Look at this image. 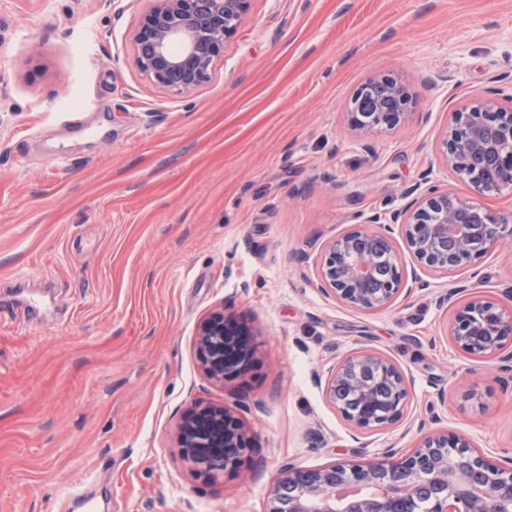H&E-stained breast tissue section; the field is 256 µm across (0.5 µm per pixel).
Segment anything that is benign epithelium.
Masks as SVG:
<instances>
[{"label": "benign epithelium", "mask_w": 512, "mask_h": 512, "mask_svg": "<svg viewBox=\"0 0 512 512\" xmlns=\"http://www.w3.org/2000/svg\"><path fill=\"white\" fill-rule=\"evenodd\" d=\"M252 0H151L129 34L135 64L157 88L186 96L206 84L224 44L238 29ZM415 108L407 85L375 74L352 95L347 124L363 142L405 121ZM443 166L466 181L470 199L430 185L402 210L374 213L365 226L331 240L324 248L320 288L344 306L372 312L388 307L403 287L400 259L389 238L369 224H402L407 246L423 268L457 273L512 239V214L485 208L478 198L512 188V109L494 96L453 113L440 138ZM228 318L204 321L197 348L208 377L216 382L242 372L253 349H236L226 359ZM449 338L462 353L512 360V307L482 290H471L456 308ZM350 392L354 410L340 407L336 388ZM328 400L356 429L390 425L403 416L406 382L389 358L369 351L346 360L325 381ZM182 459L215 480L237 472L249 451L244 424L232 410L206 406L187 412L179 425ZM419 486L434 495V512H512V465L504 466L461 434L437 432L423 437L398 460L363 464L330 463L315 470H280L268 490L266 512H407Z\"/></svg>", "instance_id": "benign-epithelium-1"}]
</instances>
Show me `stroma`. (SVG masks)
Segmentation results:
<instances>
[{
  "instance_id": "35a3bbf8",
  "label": "stroma",
  "mask_w": 512,
  "mask_h": 512,
  "mask_svg": "<svg viewBox=\"0 0 512 512\" xmlns=\"http://www.w3.org/2000/svg\"><path fill=\"white\" fill-rule=\"evenodd\" d=\"M148 0H0V293L48 282L37 323L0 308V512H265L285 466L404 456L425 433L467 435L512 462V364L448 339L481 283L512 303V242L376 312L318 286L323 245L467 183L438 161L453 112L512 107V0H252L210 81L178 97L138 70L128 34ZM390 74L408 121L350 133L352 93ZM245 328L248 369L216 383L200 322ZM389 357L402 418L356 431L321 381L356 352ZM232 407L253 451L207 480L179 455L181 415Z\"/></svg>"
}]
</instances>
